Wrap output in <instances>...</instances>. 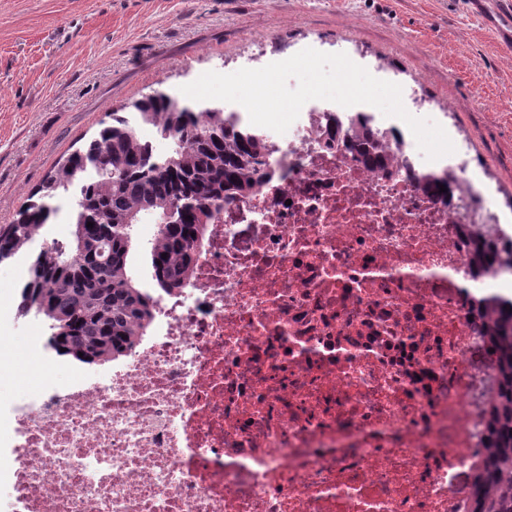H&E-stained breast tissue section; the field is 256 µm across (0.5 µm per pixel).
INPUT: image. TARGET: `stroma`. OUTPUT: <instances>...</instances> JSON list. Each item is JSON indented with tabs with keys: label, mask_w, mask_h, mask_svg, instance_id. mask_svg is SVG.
Returning <instances> with one entry per match:
<instances>
[{
	"label": "stroma",
	"mask_w": 512,
	"mask_h": 512,
	"mask_svg": "<svg viewBox=\"0 0 512 512\" xmlns=\"http://www.w3.org/2000/svg\"><path fill=\"white\" fill-rule=\"evenodd\" d=\"M310 44L442 111L512 231V47L470 0H0V225L108 112Z\"/></svg>",
	"instance_id": "35a3bbf8"
}]
</instances>
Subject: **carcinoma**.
Listing matches in <instances>:
<instances>
[{
    "label": "carcinoma",
    "mask_w": 512,
    "mask_h": 512,
    "mask_svg": "<svg viewBox=\"0 0 512 512\" xmlns=\"http://www.w3.org/2000/svg\"><path fill=\"white\" fill-rule=\"evenodd\" d=\"M146 127L171 142L169 153L155 152L141 134ZM334 139L356 162L387 161L366 115ZM270 152L239 113L184 102L162 89L112 111L29 194L15 219L0 226V257L27 261L19 315L42 317L51 348L75 363L105 364L124 355L150 328L155 294L184 286L207 225L273 177ZM65 194L75 204L72 239L64 245L48 240L45 228L57 218L53 202ZM146 214L168 218L146 250L153 288L133 273L132 228ZM471 267L478 275L512 272V238L494 232L475 238ZM473 313L495 391L486 402L487 452L473 479L471 512H512V290L476 300Z\"/></svg>",
    "instance_id": "carcinoma-1"
}]
</instances>
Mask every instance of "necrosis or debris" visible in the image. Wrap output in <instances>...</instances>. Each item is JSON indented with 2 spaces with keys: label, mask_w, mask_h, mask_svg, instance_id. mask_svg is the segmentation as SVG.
Listing matches in <instances>:
<instances>
[{
  "label": "necrosis or debris",
  "mask_w": 512,
  "mask_h": 512,
  "mask_svg": "<svg viewBox=\"0 0 512 512\" xmlns=\"http://www.w3.org/2000/svg\"><path fill=\"white\" fill-rule=\"evenodd\" d=\"M333 117L311 100L262 129L274 179L111 367L59 377L35 323L13 359L0 323V512H465L494 383L470 310L508 281L470 271L490 201L393 118L390 161H352Z\"/></svg>",
  "instance_id": "necrosis-or-debris-1"
}]
</instances>
